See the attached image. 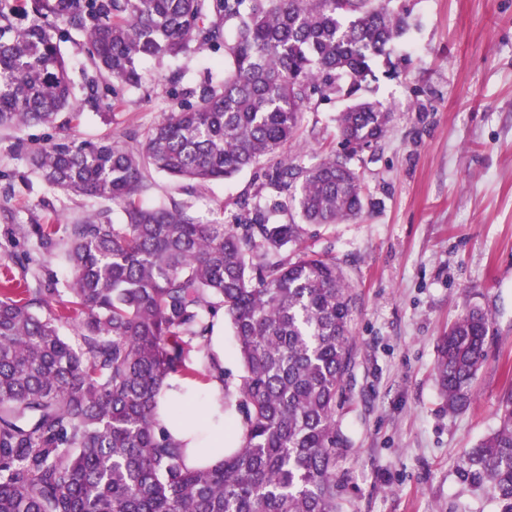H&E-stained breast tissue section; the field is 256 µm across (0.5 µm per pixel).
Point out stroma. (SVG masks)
<instances>
[{
  "label": "stroma",
  "mask_w": 512,
  "mask_h": 512,
  "mask_svg": "<svg viewBox=\"0 0 512 512\" xmlns=\"http://www.w3.org/2000/svg\"><path fill=\"white\" fill-rule=\"evenodd\" d=\"M408 27L371 66L363 95L391 110L386 137L360 167L359 215L310 229L311 251L335 257L352 289L354 356L336 423L347 448L336 460L341 512H494L455 477L461 449L498 424L512 389V0H392ZM149 79L113 90L100 79V108H85L78 139L134 146L181 88L224 75V53L199 50L145 59ZM344 95L305 110L291 156L318 162L333 143ZM61 130H0V280L37 258L36 237L15 225L51 216L75 224L106 200L49 188L27 156ZM152 195L188 201L205 220L229 200L272 203L255 171L186 188L156 174ZM491 319L475 399L449 415L434 379L436 344L470 307Z\"/></svg>",
  "instance_id": "stroma-1"
}]
</instances>
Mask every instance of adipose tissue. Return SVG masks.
Here are the masks:
<instances>
[{
  "label": "adipose tissue",
  "mask_w": 512,
  "mask_h": 512,
  "mask_svg": "<svg viewBox=\"0 0 512 512\" xmlns=\"http://www.w3.org/2000/svg\"><path fill=\"white\" fill-rule=\"evenodd\" d=\"M224 384L219 377L207 381L205 396L199 400L183 399L176 389L165 392L164 406L159 410V420L174 442L184 444L187 448L189 465H211L224 456V428L214 425L212 418L219 414V398ZM180 406V413H173V406ZM203 431L207 437L209 452L206 457H199L197 443L194 439L196 431Z\"/></svg>",
  "instance_id": "obj_1"
}]
</instances>
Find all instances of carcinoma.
<instances>
[{
    "mask_svg": "<svg viewBox=\"0 0 512 512\" xmlns=\"http://www.w3.org/2000/svg\"><path fill=\"white\" fill-rule=\"evenodd\" d=\"M406 26L384 0H0V129L79 125L60 48L73 31L87 34L95 71L127 89L142 85L146 57L224 50L222 80L179 92L170 79L176 103L144 143L66 136L30 152L47 185L110 200L122 218L105 208L63 229L30 225L39 272L0 285V512H338L354 298L336 259L303 241L309 225L359 214L353 160L385 136L389 113L357 101L337 117L340 151L312 166L279 156L304 110L355 95ZM264 158L261 187L285 195L271 207L244 197L204 222L184 201H144L152 171L203 185ZM290 202L302 223L273 222ZM220 314L242 364L236 403L224 399L241 444L193 468L158 434V401L166 381L199 374L190 348L205 372L218 368L207 343ZM69 321L74 341L60 333ZM490 324L474 307L439 338L451 415L471 405ZM455 476L512 512V390Z\"/></svg>",
    "mask_w": 512,
    "mask_h": 512,
    "instance_id": "obj_1",
    "label": "carcinoma"
}]
</instances>
